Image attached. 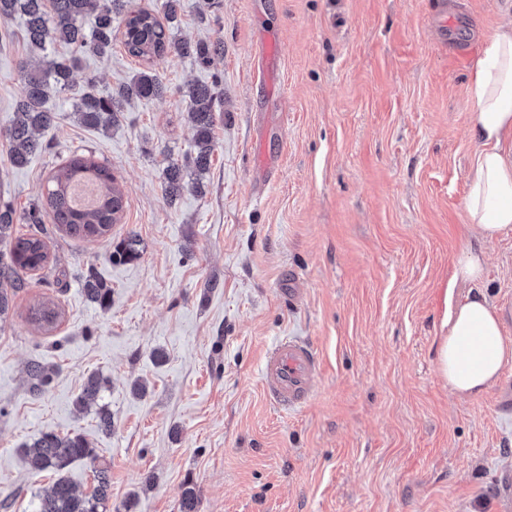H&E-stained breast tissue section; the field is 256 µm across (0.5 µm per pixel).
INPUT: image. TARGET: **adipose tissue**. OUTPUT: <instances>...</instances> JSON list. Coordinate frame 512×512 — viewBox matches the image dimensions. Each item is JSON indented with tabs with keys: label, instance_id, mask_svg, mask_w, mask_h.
<instances>
[{
	"label": "adipose tissue",
	"instance_id": "1",
	"mask_svg": "<svg viewBox=\"0 0 512 512\" xmlns=\"http://www.w3.org/2000/svg\"><path fill=\"white\" fill-rule=\"evenodd\" d=\"M475 110L471 134L482 146L469 177L464 210L483 239L512 231V25L499 28L469 77ZM453 280L472 290L450 302L437 350V369L452 393L481 394L512 363V338L504 336L495 307L483 290L481 247L464 248Z\"/></svg>",
	"mask_w": 512,
	"mask_h": 512
}]
</instances>
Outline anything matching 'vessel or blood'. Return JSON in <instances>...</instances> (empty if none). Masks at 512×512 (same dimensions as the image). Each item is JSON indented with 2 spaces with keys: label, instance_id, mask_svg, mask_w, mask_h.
<instances>
[{
  "label": "vessel or blood",
  "instance_id": "obj_1",
  "mask_svg": "<svg viewBox=\"0 0 512 512\" xmlns=\"http://www.w3.org/2000/svg\"><path fill=\"white\" fill-rule=\"evenodd\" d=\"M319 369V357L309 343L281 339L266 351L263 359L264 392L280 409L301 407L311 395Z\"/></svg>",
  "mask_w": 512,
  "mask_h": 512
}]
</instances>
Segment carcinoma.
<instances>
[{"label":"carcinoma","instance_id":"obj_1","mask_svg":"<svg viewBox=\"0 0 512 512\" xmlns=\"http://www.w3.org/2000/svg\"><path fill=\"white\" fill-rule=\"evenodd\" d=\"M162 6L163 16L159 17L146 10H131L129 0H0V20L15 15L24 17L26 50L29 57L40 60L36 67L26 61L21 64L24 95L16 105L8 128V159L12 166L23 167L32 155L46 149L42 135L54 125L55 113L48 111L45 103L54 93H72L73 115L77 121L103 131L117 121L123 103L164 94L166 87L162 80L148 70L138 72L116 94L107 97L96 93L92 78L75 87L74 72L82 57H104L112 53L116 24L123 25L124 47L132 57L163 59L174 53L190 56L197 64L207 67L214 57L224 53V42L219 39L209 43L175 39L171 28L182 10V0H163ZM56 45L69 48L70 53L55 54ZM216 89L215 84H190L184 91L195 130V156L183 163L169 162L165 195L171 201L186 189L200 190L209 170L214 151ZM76 181L96 184L95 205L76 207L71 204L68 187ZM124 207L123 191L109 169L84 154L70 157L49 175L41 201L23 217L16 218L12 207L1 205L0 244H6L8 251H0V320H5L17 291L25 287L20 272L41 271L50 261L45 239L36 234L17 235L14 224H40L43 214L48 213L53 223L72 237L104 239L110 235L112 225L120 222ZM137 255L136 240L130 237L109 252L108 260L123 263ZM84 291L89 302L102 308L109 305L111 289L91 271L84 277ZM59 316L58 305L52 300H44L29 309V320L48 330L56 326ZM103 387L104 380L98 373L89 374L75 399V406L80 411L96 406L100 427L109 430L112 413L108 407L97 404ZM23 454L31 473L52 471L57 475L53 485L37 497L35 512H99L110 499L111 481L106 469L96 470V485L89 494L78 492L64 475L77 461L91 464L96 461L95 449L83 435L44 433L25 445ZM197 506L195 489L184 488L180 494V512H197Z\"/></svg>","mask_w":512,"mask_h":512}]
</instances>
